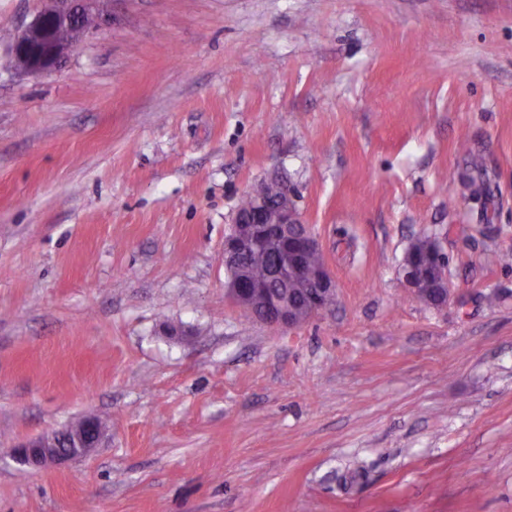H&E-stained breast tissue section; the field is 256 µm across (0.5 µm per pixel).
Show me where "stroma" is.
Masks as SVG:
<instances>
[{
	"label": "stroma",
	"instance_id": "obj_1",
	"mask_svg": "<svg viewBox=\"0 0 512 512\" xmlns=\"http://www.w3.org/2000/svg\"><path fill=\"white\" fill-rule=\"evenodd\" d=\"M45 4L0 0V512H512V0H101L20 73ZM273 179L336 280L292 329L224 294ZM98 0H52L17 35L10 46L15 69L26 74H48L58 69L74 49L78 35L90 27ZM85 17L81 26L78 21ZM58 28H67L57 36ZM70 29V30H69ZM63 39V40H61ZM430 240L433 243L435 265H437L440 269H444V272H436L437 278L433 279L428 273L425 272L422 267L417 266L408 260H403L402 271L406 287L409 288L415 297L421 299L429 305L440 307L448 303V299L450 297L446 270L448 265V257L443 248V242L439 237L430 236ZM430 240L429 236L426 235L418 238L409 249V251H412V256L415 258L425 257L430 251ZM434 292L439 293L441 300L440 302L432 301ZM103 438L99 421L86 417L76 425H68L19 443L13 448L12 455L19 464L36 468L81 457L92 448H98Z\"/></svg>",
	"mask_w": 512,
	"mask_h": 512
}]
</instances>
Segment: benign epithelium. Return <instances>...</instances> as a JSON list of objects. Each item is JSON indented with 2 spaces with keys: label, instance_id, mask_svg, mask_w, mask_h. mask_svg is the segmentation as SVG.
Returning a JSON list of instances; mask_svg holds the SVG:
<instances>
[{
  "label": "benign epithelium",
  "instance_id": "7a95c632",
  "mask_svg": "<svg viewBox=\"0 0 512 512\" xmlns=\"http://www.w3.org/2000/svg\"><path fill=\"white\" fill-rule=\"evenodd\" d=\"M98 0H51L47 9L39 12L17 35L10 46L15 69L26 74H48L58 69L74 49V43L57 36V29L78 26L85 16L93 15ZM292 192L284 188V201L273 207L266 187L250 194L252 205L237 210L229 231L224 235L225 294L244 311L268 325L293 328L325 311L336 298V282L327 266L319 267L313 284L304 294L303 304L293 307L288 294L274 292L250 281L245 266L267 241L286 242L288 250L274 268L273 277L283 286L306 275L301 257L320 251L319 243L304 224L294 206ZM435 265L443 269L433 279L425 270L405 260L402 263L406 287L422 301L440 307L448 303L450 290L445 268L448 257L443 242L430 237ZM104 432L99 421L86 417L50 434H43L16 445L13 458L21 465L41 467L47 463H62L81 457L100 446Z\"/></svg>",
  "mask_w": 512,
  "mask_h": 512
}]
</instances>
